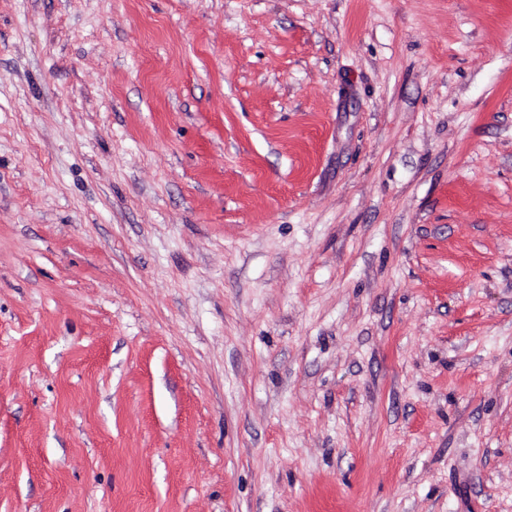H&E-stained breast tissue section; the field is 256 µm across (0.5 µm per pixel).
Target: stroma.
<instances>
[{"label":"stroma","instance_id":"35a3bbf8","mask_svg":"<svg viewBox=\"0 0 512 512\" xmlns=\"http://www.w3.org/2000/svg\"><path fill=\"white\" fill-rule=\"evenodd\" d=\"M0 512H512V0H0Z\"/></svg>","mask_w":512,"mask_h":512}]
</instances>
